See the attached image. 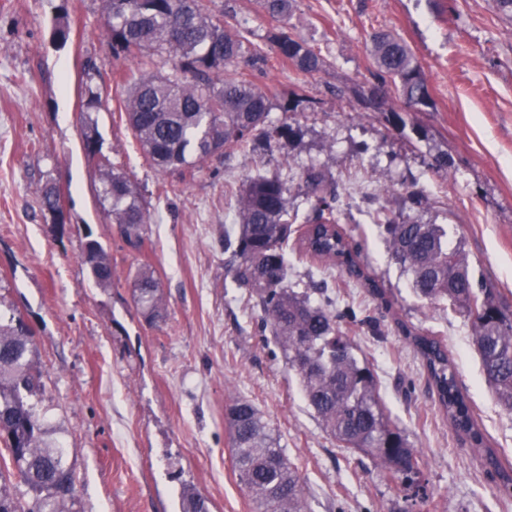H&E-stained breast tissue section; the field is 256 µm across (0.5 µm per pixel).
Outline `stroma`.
Returning a JSON list of instances; mask_svg holds the SVG:
<instances>
[{
  "label": "stroma",
  "instance_id": "1",
  "mask_svg": "<svg viewBox=\"0 0 512 512\" xmlns=\"http://www.w3.org/2000/svg\"><path fill=\"white\" fill-rule=\"evenodd\" d=\"M250 17L249 46L268 57L262 88L274 96L268 139L225 150L183 174H158L119 110L115 57L102 33L107 0H0V305L35 332L47 377L54 437L78 473L77 512H182L181 494L205 496L210 512H253L234 469L225 409L250 399L304 479L308 512H398L405 492L363 453L338 447L307 406L298 379L246 292L224 275V227L247 180L288 185L296 224L316 203L305 169L321 168L343 200L339 223L366 243L365 270L385 301L354 288L317 260L293 261L288 282H311L341 313L340 327L372 365L393 417L423 457L425 495L414 512H512L480 454L439 411L420 358L398 331L406 323L447 347L459 383L493 448L512 458V412L486 386L471 322L420 299L373 219L378 210L440 224L476 279L512 307V21L493 0H296L288 20L326 60L307 75L279 62L267 35L278 24L262 0H217ZM66 26L67 39L55 34ZM398 35L420 61L431 104L423 111H362L351 90L370 86L373 32ZM99 72L94 118L101 152L130 174L151 204L141 251L122 242L97 196L86 155V64ZM289 124L293 134L279 136ZM447 153L448 166L431 158ZM63 195L65 226L37 199L46 180ZM410 190L426 199L414 205ZM92 232L112 258V285H95L80 253ZM150 266L167 313L148 325L130 280Z\"/></svg>",
  "mask_w": 512,
  "mask_h": 512
}]
</instances>
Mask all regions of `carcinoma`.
Masks as SVG:
<instances>
[{"instance_id":"obj_1","label":"carcinoma","mask_w":512,"mask_h":512,"mask_svg":"<svg viewBox=\"0 0 512 512\" xmlns=\"http://www.w3.org/2000/svg\"><path fill=\"white\" fill-rule=\"evenodd\" d=\"M293 7L294 0H263L276 21L287 19ZM103 32L115 56L139 58L137 75L125 80L122 104L142 153L160 174L195 167L223 155L230 145L245 148L267 135L271 100L260 87L266 56L256 47L246 52L241 36L227 30L215 0H108ZM270 42L282 64L303 74L325 66L319 52L285 29L271 33ZM370 53L375 64L371 87L353 89L364 108L386 111L392 93L408 110L430 105L422 67L401 39L376 32ZM242 61L249 67L246 73L240 70ZM100 106L101 94L87 85L83 145L92 158L100 150L91 113ZM100 162L108 215L122 241L137 250L151 223L149 207L127 173L105 157ZM325 181L321 171L307 172L316 205L308 227L298 234L288 222L287 184L277 176L248 180L239 194L237 227L224 230V251L231 252L226 272L254 300L262 328L285 352L307 405L339 447L370 456L387 479L412 486L419 483L421 459L383 404L374 371L358 359L329 305L314 303L308 292L288 285V241L296 233L300 252L326 266L339 265L372 298L384 299L382 286L365 275L362 244L338 229L337 196L324 194ZM39 198L54 223L65 224L53 180L39 188ZM375 223L383 228L391 257L411 273L417 293L432 303L448 301L471 321L485 380L496 402L512 411V314L495 290L474 279L462 250L448 246L442 225L397 222L383 210ZM81 260L99 286L112 285V260L98 241H86ZM132 296L148 324L165 318L150 268L138 269ZM399 329L421 358L449 425L482 453L487 470L498 474L502 497L511 496L512 463L489 447L445 345L404 323ZM45 387L31 329L16 312L0 316V444L12 463L0 467V512H77L75 463L63 444L50 439L40 413ZM226 420L239 483L256 512H304L301 475L257 407L237 399ZM15 479L26 494L14 493Z\"/></svg>"}]
</instances>
